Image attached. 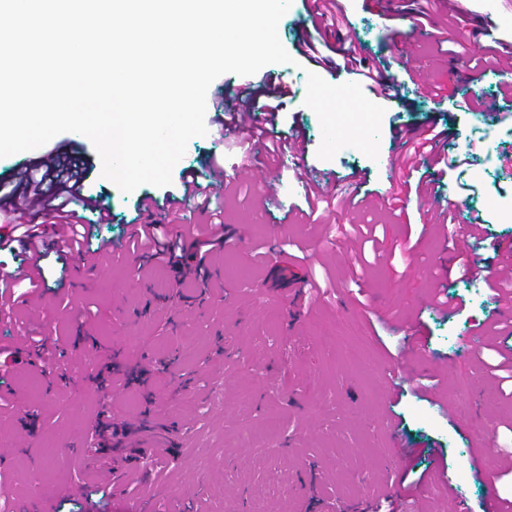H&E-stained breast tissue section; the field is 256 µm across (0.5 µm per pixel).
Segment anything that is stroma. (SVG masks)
I'll list each match as a JSON object with an SVG mask.
<instances>
[{
  "mask_svg": "<svg viewBox=\"0 0 512 512\" xmlns=\"http://www.w3.org/2000/svg\"><path fill=\"white\" fill-rule=\"evenodd\" d=\"M344 5L349 33L370 62L395 72L396 89L381 99L304 59L265 66L287 86L288 107L247 166L233 126L220 141L191 139L171 185L129 194L102 177L85 136L62 133L30 151L32 168L60 148L78 155L84 195L109 207L112 221L85 235L97 265L75 253L39 258L41 278L11 291L23 301L19 321L0 319V348L22 347L30 332L46 343L39 363L0 364V512H336L340 504L369 512L387 495L390 512H446L458 499L487 512L492 496L512 500V388L493 371L512 356V299L473 292L452 245L457 226L481 215V241L468 255L489 280L499 277L512 219L495 199L512 189V168L444 169L433 155L409 164L398 138L433 125L448 132L440 156L464 155L470 101L494 99L501 82L482 64L487 49L475 32L495 23L512 34V0H434L408 57L397 44L404 21L385 24L377 0ZM278 36L291 54L308 38L342 45L309 25L307 0H293ZM295 129L305 137L304 168L324 188L314 208L288 153L267 152ZM216 167L224 191L209 211L223 225L210 226L209 212L190 201L170 226L175 237L192 225L220 240L206 273L180 286L174 272L129 250L136 202L148 192L166 203L181 195L185 169L205 180ZM362 224L375 225V241L363 242ZM297 280L307 284L301 302ZM442 288L454 312L436 308ZM498 321L504 330L466 348L474 327ZM408 322L422 341L414 360L403 347ZM326 324L336 327L332 351L319 338ZM111 361L148 369V386L127 388L117 376L91 390L86 374ZM413 371L442 376L437 394L455 417L422 399ZM103 413L140 428V480L122 479L128 449L104 456L91 447ZM149 428L175 455L148 447ZM482 455L501 471L495 483L475 466ZM405 478L418 481L413 494ZM102 480L117 493L97 505L91 488Z\"/></svg>",
  "mask_w": 512,
  "mask_h": 512,
  "instance_id": "35a3bbf8",
  "label": "stroma"
}]
</instances>
